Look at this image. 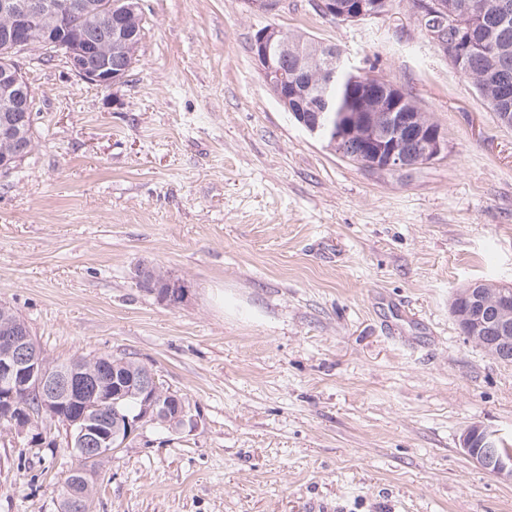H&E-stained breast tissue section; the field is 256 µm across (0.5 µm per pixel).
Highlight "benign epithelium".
<instances>
[{"instance_id":"7a95c632","label":"benign epithelium","mask_w":512,"mask_h":512,"mask_svg":"<svg viewBox=\"0 0 512 512\" xmlns=\"http://www.w3.org/2000/svg\"><path fill=\"white\" fill-rule=\"evenodd\" d=\"M420 30L441 50H449L448 59L456 69H464L475 83L483 76L468 66L472 57L493 51L502 56L507 48L488 44L481 36L485 12L480 0H411ZM92 11L81 0H3L0 11L10 17L0 28V47L15 55L48 48L55 34L43 31V38L32 37L35 27L47 15L61 9ZM315 10L325 19L342 23L379 18L382 12L376 0H315ZM141 2L134 0L122 11L104 15L102 23L69 41L66 59L76 77L91 84L107 86L121 82L127 75L129 49L137 29L136 11ZM438 17L448 27L465 36L460 44L446 47L437 30L426 21ZM251 52L262 79L279 102L311 136L330 141L329 149L343 157L352 147L368 151L367 167L386 172L409 170L438 160L448 149L445 135L423 120L420 110L410 106L409 98L395 85L352 73L348 107L337 116V129L325 128V112L335 108L329 95L336 76L343 70L342 55L336 45L322 40L309 43L306 51L297 50V42L277 26L258 30L252 37ZM317 88L319 107L310 111L306 92ZM26 81L18 63L0 67V95L10 102L13 112H27ZM22 119L0 130V173H11L28 157V135L20 129ZM452 313L466 337L493 358L512 362V286L484 282L459 290ZM0 419L9 422L19 435L35 427L32 416L16 408V390L37 395L39 414L55 420L58 411L70 404L83 406L82 414L66 421L67 445L83 461L119 451L147 425L167 429L182 428L194 422L191 410L179 398L161 391L155 373L145 367L137 379L113 378L109 385L90 374L82 363L68 362L49 370L42 354L34 346L26 324L9 322L0 327ZM127 399L141 400L140 410L104 419L98 413L117 407ZM499 434L481 425L467 427L460 447L483 470L496 478L512 481V453L499 448Z\"/></svg>"}]
</instances>
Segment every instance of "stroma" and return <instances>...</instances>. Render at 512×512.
Listing matches in <instances>:
<instances>
[{
  "label": "stroma",
  "instance_id": "1",
  "mask_svg": "<svg viewBox=\"0 0 512 512\" xmlns=\"http://www.w3.org/2000/svg\"><path fill=\"white\" fill-rule=\"evenodd\" d=\"M142 10L120 84L25 65L39 146L0 176V303L48 359L135 354L194 416L104 460L92 512H512V483L459 446L474 423L512 442V364L451 310L470 283L512 284V130L409 0L347 24L312 0ZM268 24L399 86L447 154L393 174L337 156L264 85ZM76 464L61 425H0V512H61ZM170 282H168L161 274L156 277H147L145 276V285L150 291H158V294H162L164 289H158V288H169ZM169 294L167 295V298L164 302H168L170 299L173 300L171 302V306H178L181 305L186 297V289L181 288L180 286H171L169 288Z\"/></svg>",
  "mask_w": 512,
  "mask_h": 512
}]
</instances>
